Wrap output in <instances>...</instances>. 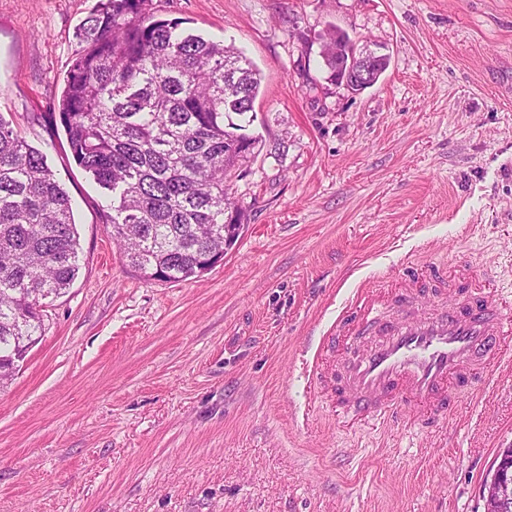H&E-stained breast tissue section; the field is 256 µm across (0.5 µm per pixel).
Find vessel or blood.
Instances as JSON below:
<instances>
[{
  "label": "vessel or blood",
  "mask_w": 512,
  "mask_h": 512,
  "mask_svg": "<svg viewBox=\"0 0 512 512\" xmlns=\"http://www.w3.org/2000/svg\"><path fill=\"white\" fill-rule=\"evenodd\" d=\"M448 285L438 308H426L413 288L401 289L393 305L370 303L358 290L336 318L324 351L336 367L324 374L313 364L316 383H329L342 418L372 420L398 416L429 424L451 404L449 385L462 386L512 356V308L481 287L449 286L447 272L434 276Z\"/></svg>",
  "instance_id": "b4317fda"
}]
</instances>
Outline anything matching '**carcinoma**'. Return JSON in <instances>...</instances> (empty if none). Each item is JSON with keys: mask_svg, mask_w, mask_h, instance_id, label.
I'll use <instances>...</instances> for the list:
<instances>
[{"mask_svg": "<svg viewBox=\"0 0 512 512\" xmlns=\"http://www.w3.org/2000/svg\"><path fill=\"white\" fill-rule=\"evenodd\" d=\"M153 0H101L78 29L59 121L76 164L112 193L103 223L143 278L197 277L239 236L226 180L259 144L248 133L256 66L232 45L184 34ZM71 199L44 155L0 118V367L42 336L38 297L78 271Z\"/></svg>", "mask_w": 512, "mask_h": 512, "instance_id": "1", "label": "carcinoma"}]
</instances>
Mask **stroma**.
Listing matches in <instances>:
<instances>
[{
  "instance_id": "35a3bbf8",
  "label": "stroma",
  "mask_w": 512,
  "mask_h": 512,
  "mask_svg": "<svg viewBox=\"0 0 512 512\" xmlns=\"http://www.w3.org/2000/svg\"><path fill=\"white\" fill-rule=\"evenodd\" d=\"M262 75L221 263L146 280L58 123L100 0H0V117L71 197L77 279L0 388V512H484L512 447V364L424 429L342 424L307 378L360 285L407 263L512 285V0H153ZM389 54L329 80L321 35Z\"/></svg>"
}]
</instances>
